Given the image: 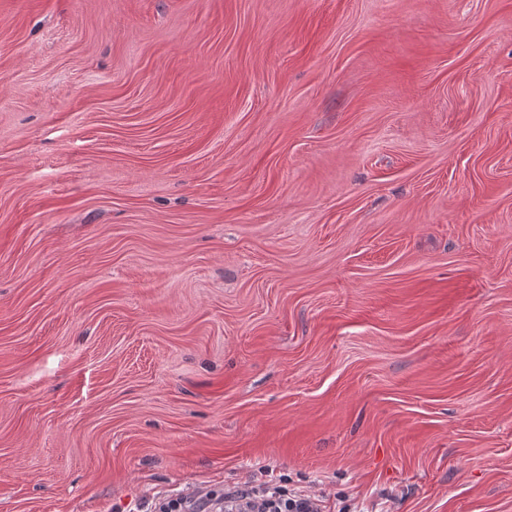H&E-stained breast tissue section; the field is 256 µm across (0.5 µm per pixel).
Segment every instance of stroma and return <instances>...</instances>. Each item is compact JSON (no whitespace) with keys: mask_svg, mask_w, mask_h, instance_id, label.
<instances>
[{"mask_svg":"<svg viewBox=\"0 0 512 512\" xmlns=\"http://www.w3.org/2000/svg\"><path fill=\"white\" fill-rule=\"evenodd\" d=\"M264 467L512 512V0H0V512Z\"/></svg>","mask_w":512,"mask_h":512,"instance_id":"stroma-1","label":"stroma"}]
</instances>
